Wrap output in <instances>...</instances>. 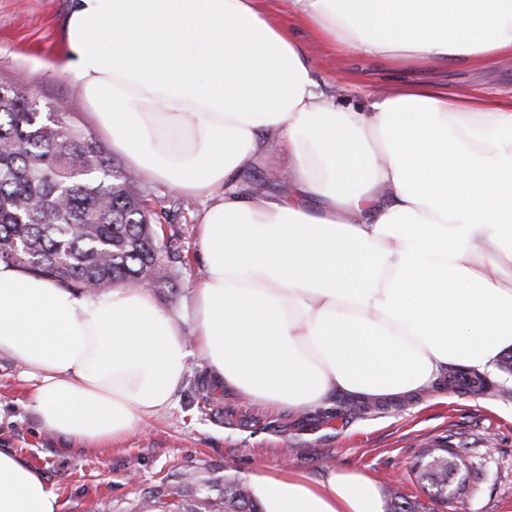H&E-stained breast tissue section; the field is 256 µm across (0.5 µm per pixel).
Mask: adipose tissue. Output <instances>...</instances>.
I'll list each match as a JSON object with an SVG mask.
<instances>
[{"label": "adipose tissue", "mask_w": 512, "mask_h": 512, "mask_svg": "<svg viewBox=\"0 0 512 512\" xmlns=\"http://www.w3.org/2000/svg\"><path fill=\"white\" fill-rule=\"evenodd\" d=\"M263 0H70L47 70L142 178L207 198L205 278L177 310L88 294L0 262V354L42 429L96 448L171 406L192 360L304 415L393 401L512 349V95L388 87L338 104ZM317 41L402 64L512 60V0H286ZM283 150L285 190L241 175ZM264 512H382L355 472L250 477ZM0 448V512H60Z\"/></svg>", "instance_id": "1"}]
</instances>
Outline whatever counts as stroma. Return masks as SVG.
<instances>
[{"instance_id": "1", "label": "stroma", "mask_w": 512, "mask_h": 512, "mask_svg": "<svg viewBox=\"0 0 512 512\" xmlns=\"http://www.w3.org/2000/svg\"><path fill=\"white\" fill-rule=\"evenodd\" d=\"M266 13L292 30L305 46L313 75L343 104L361 106L369 92L388 86L441 83L484 95L512 94V61L488 68L457 65H399L353 50L341 54L314 43L299 27L285 0H264ZM69 0H0V83L24 78L41 99L70 113L92 130L88 110L66 75L39 69V62L64 51L62 28ZM150 206L167 214L186 262L172 283L154 288L157 303L176 307L203 278L198 252L202 199L184 198L169 185L148 182ZM23 367L0 355V448L40 468L60 496L62 512H84L103 500L108 512H137L156 491L176 493L181 475L223 485L250 474L290 469L314 481L329 471L354 469L373 478L382 500L393 490L423 504L425 512H512V376L488 373L491 390L430 388L400 407L348 412L336 417L296 419L250 401L237 392L211 387L203 362H192L171 407L147 418L120 445L87 448L41 429L30 406L32 384ZM208 396H201V387ZM450 437L472 466L462 494L440 504L418 484L413 466L424 442Z\"/></svg>"}]
</instances>
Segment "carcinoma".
I'll return each instance as SVG.
<instances>
[{
    "instance_id": "obj_1",
    "label": "carcinoma",
    "mask_w": 512,
    "mask_h": 512,
    "mask_svg": "<svg viewBox=\"0 0 512 512\" xmlns=\"http://www.w3.org/2000/svg\"><path fill=\"white\" fill-rule=\"evenodd\" d=\"M33 92L0 84V261L88 293L119 283L157 285L185 263L172 237L158 232L140 178L120 169L90 132L50 102L33 111ZM449 388L487 391L476 372L455 369ZM469 468L446 444L426 448L417 481L437 499ZM204 512H261L250 487L224 481Z\"/></svg>"
}]
</instances>
